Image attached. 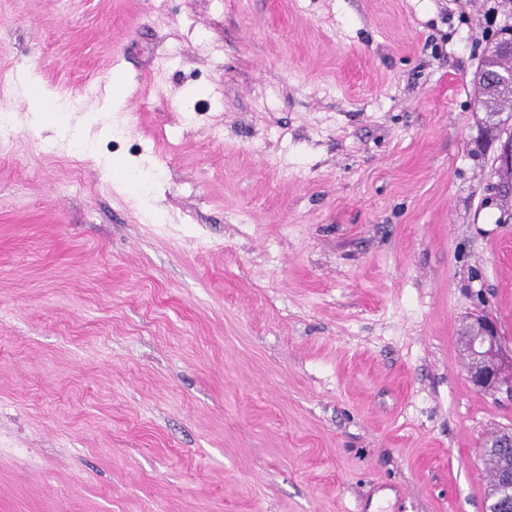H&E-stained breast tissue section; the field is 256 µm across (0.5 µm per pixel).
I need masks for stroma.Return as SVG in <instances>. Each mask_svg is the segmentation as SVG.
<instances>
[{
    "label": "stroma",
    "instance_id": "35a3bbf8",
    "mask_svg": "<svg viewBox=\"0 0 512 512\" xmlns=\"http://www.w3.org/2000/svg\"><path fill=\"white\" fill-rule=\"evenodd\" d=\"M507 26L512 0H0V106L28 70L97 145L20 108L0 152V512H483L512 396L458 336L487 315L512 348L474 82Z\"/></svg>",
    "mask_w": 512,
    "mask_h": 512
}]
</instances>
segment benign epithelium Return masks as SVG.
<instances>
[{"label":"benign epithelium","instance_id":"obj_1","mask_svg":"<svg viewBox=\"0 0 512 512\" xmlns=\"http://www.w3.org/2000/svg\"><path fill=\"white\" fill-rule=\"evenodd\" d=\"M466 356V377L478 391L503 387L512 393V350L505 349L497 323L480 316L469 323L460 337ZM498 447L503 449L493 478L490 512H512V431L499 434Z\"/></svg>","mask_w":512,"mask_h":512}]
</instances>
